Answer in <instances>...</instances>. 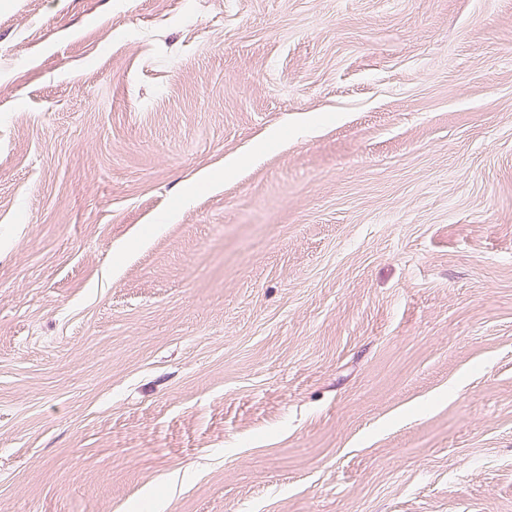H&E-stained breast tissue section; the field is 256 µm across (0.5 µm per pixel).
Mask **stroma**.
I'll return each mask as SVG.
<instances>
[{
  "label": "stroma",
  "instance_id": "stroma-1",
  "mask_svg": "<svg viewBox=\"0 0 512 512\" xmlns=\"http://www.w3.org/2000/svg\"><path fill=\"white\" fill-rule=\"evenodd\" d=\"M0 512H512V0H0Z\"/></svg>",
  "mask_w": 512,
  "mask_h": 512
}]
</instances>
